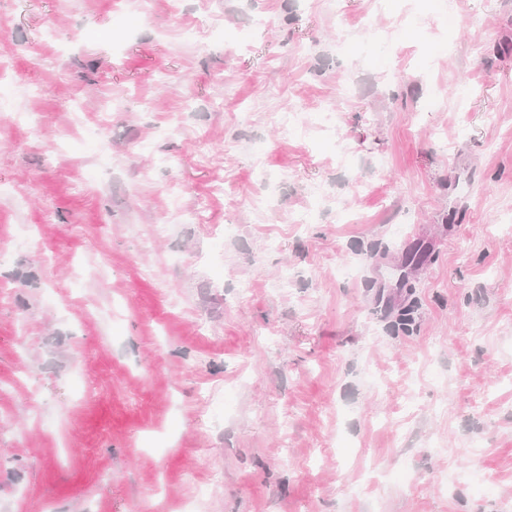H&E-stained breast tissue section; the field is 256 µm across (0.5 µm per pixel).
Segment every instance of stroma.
<instances>
[{"instance_id": "35a3bbf8", "label": "stroma", "mask_w": 512, "mask_h": 512, "mask_svg": "<svg viewBox=\"0 0 512 512\" xmlns=\"http://www.w3.org/2000/svg\"><path fill=\"white\" fill-rule=\"evenodd\" d=\"M370 6L0 0V512H512V0Z\"/></svg>"}]
</instances>
